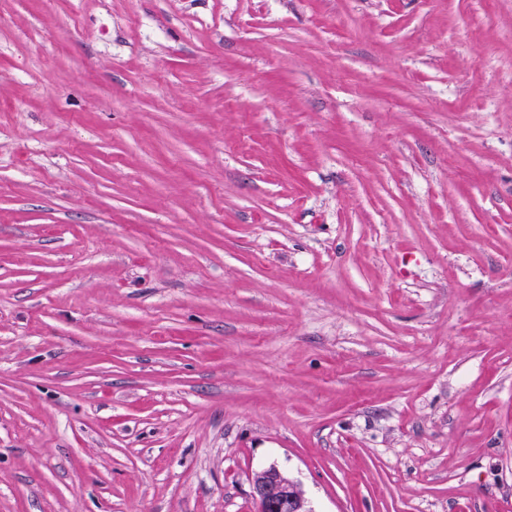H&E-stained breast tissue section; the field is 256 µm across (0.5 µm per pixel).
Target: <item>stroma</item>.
Returning <instances> with one entry per match:
<instances>
[{"label": "stroma", "instance_id": "35a3bbf8", "mask_svg": "<svg viewBox=\"0 0 512 512\" xmlns=\"http://www.w3.org/2000/svg\"><path fill=\"white\" fill-rule=\"evenodd\" d=\"M512 512V0H0V512ZM251 486L257 512H311L298 484L275 467L255 472Z\"/></svg>", "mask_w": 512, "mask_h": 512}]
</instances>
